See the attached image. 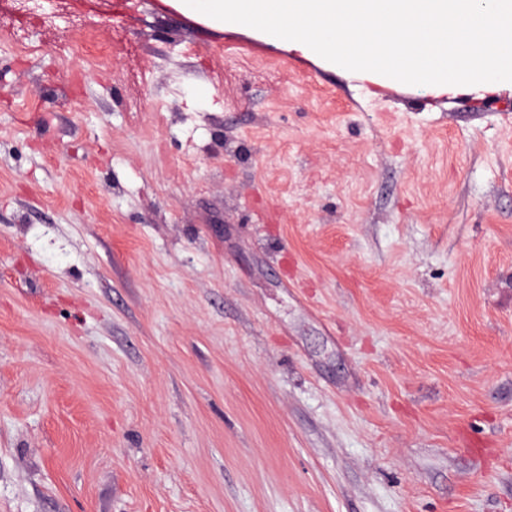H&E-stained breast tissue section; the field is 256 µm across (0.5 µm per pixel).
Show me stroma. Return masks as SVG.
Instances as JSON below:
<instances>
[{
  "mask_svg": "<svg viewBox=\"0 0 512 512\" xmlns=\"http://www.w3.org/2000/svg\"><path fill=\"white\" fill-rule=\"evenodd\" d=\"M0 512H512V86L163 0H0Z\"/></svg>",
  "mask_w": 512,
  "mask_h": 512,
  "instance_id": "35a3bbf8",
  "label": "stroma"
}]
</instances>
